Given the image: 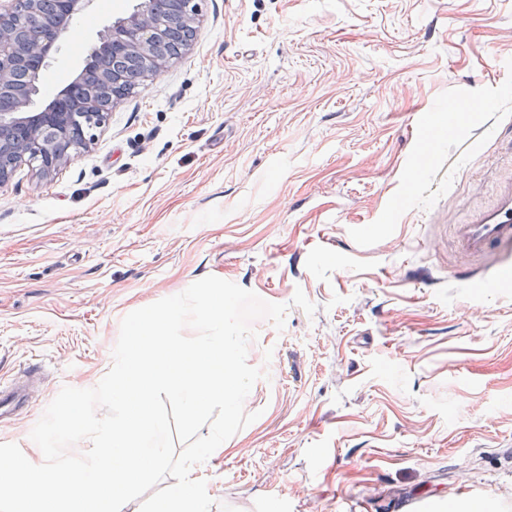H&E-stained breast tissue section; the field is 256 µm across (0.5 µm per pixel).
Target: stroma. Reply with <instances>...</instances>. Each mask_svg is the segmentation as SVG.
I'll return each mask as SVG.
<instances>
[{"mask_svg": "<svg viewBox=\"0 0 512 512\" xmlns=\"http://www.w3.org/2000/svg\"><path fill=\"white\" fill-rule=\"evenodd\" d=\"M139 2L92 0L85 44ZM199 5L91 145L0 185V375L43 367L0 443L39 460L33 426L101 381L122 318L213 275L287 311L252 324L257 420L190 471L210 512H507L512 280H455L451 227L512 179V0ZM84 64L62 35L35 107Z\"/></svg>", "mask_w": 512, "mask_h": 512, "instance_id": "35a3bbf8", "label": "stroma"}]
</instances>
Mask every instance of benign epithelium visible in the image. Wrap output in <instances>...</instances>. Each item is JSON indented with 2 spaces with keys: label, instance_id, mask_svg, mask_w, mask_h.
Returning a JSON list of instances; mask_svg holds the SVG:
<instances>
[{
  "label": "benign epithelium",
  "instance_id": "1",
  "mask_svg": "<svg viewBox=\"0 0 512 512\" xmlns=\"http://www.w3.org/2000/svg\"><path fill=\"white\" fill-rule=\"evenodd\" d=\"M45 0H0V185L21 165L39 161L43 174L57 171L73 147H85L108 119L109 109L137 86L138 72L160 74L175 60L169 52L172 29L195 32L198 0H142L137 9L105 26L90 46L80 73L40 112L30 111L37 88L21 80L31 73L32 56L47 68L64 31L44 16Z\"/></svg>",
  "mask_w": 512,
  "mask_h": 512
}]
</instances>
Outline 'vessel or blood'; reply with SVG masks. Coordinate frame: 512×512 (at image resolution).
Returning a JSON list of instances; mask_svg holds the SVG:
<instances>
[{"label":"vessel or blood","mask_w":512,"mask_h":512,"mask_svg":"<svg viewBox=\"0 0 512 512\" xmlns=\"http://www.w3.org/2000/svg\"><path fill=\"white\" fill-rule=\"evenodd\" d=\"M457 250L470 256L477 271L512 274V183L502 187L493 204L476 211L466 223L452 227ZM22 387L19 379L0 383V410L18 414Z\"/></svg>","instance_id":"b4317fda"}]
</instances>
